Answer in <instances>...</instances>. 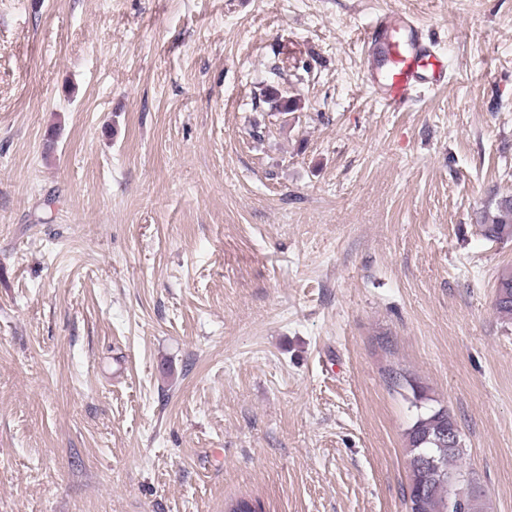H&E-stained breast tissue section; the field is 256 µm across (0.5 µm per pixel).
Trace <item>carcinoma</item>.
I'll use <instances>...</instances> for the list:
<instances>
[{"label":"carcinoma","instance_id":"cac0c4a2","mask_svg":"<svg viewBox=\"0 0 512 512\" xmlns=\"http://www.w3.org/2000/svg\"><path fill=\"white\" fill-rule=\"evenodd\" d=\"M495 214L481 225L490 241L512 239V196L492 202ZM494 308L500 319L512 322V268L496 278ZM414 418L406 431L409 485L407 512H458L455 506L456 482L467 477L480 482L479 475L458 466L464 450L448 448V432L458 430L448 409L425 404L422 392H413Z\"/></svg>","mask_w":512,"mask_h":512}]
</instances>
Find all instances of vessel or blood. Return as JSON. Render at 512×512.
Returning <instances> with one entry per match:
<instances>
[{"label": "vessel or blood", "mask_w": 512, "mask_h": 512, "mask_svg": "<svg viewBox=\"0 0 512 512\" xmlns=\"http://www.w3.org/2000/svg\"><path fill=\"white\" fill-rule=\"evenodd\" d=\"M364 42L368 82L386 110L400 111L417 87L437 88L448 78V67L425 29L412 18L396 13L378 16Z\"/></svg>", "instance_id": "1"}]
</instances>
